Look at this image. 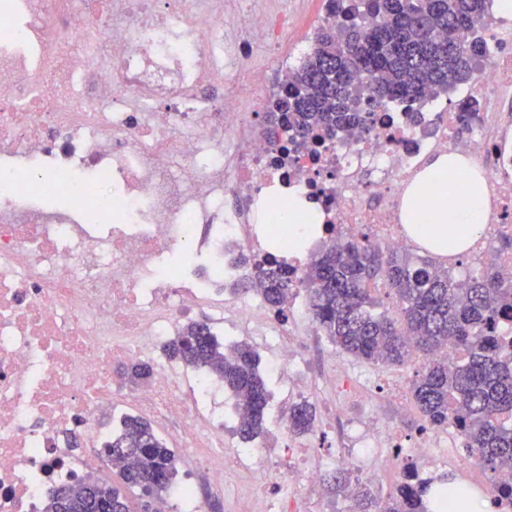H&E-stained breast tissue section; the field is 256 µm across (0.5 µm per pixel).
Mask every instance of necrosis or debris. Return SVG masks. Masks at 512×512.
I'll use <instances>...</instances> for the list:
<instances>
[{
	"instance_id": "4bbe7bcc",
	"label": "necrosis or debris",
	"mask_w": 512,
	"mask_h": 512,
	"mask_svg": "<svg viewBox=\"0 0 512 512\" xmlns=\"http://www.w3.org/2000/svg\"><path fill=\"white\" fill-rule=\"evenodd\" d=\"M292 24L237 17L276 56ZM475 36L491 53L458 94L477 108L468 134L458 110L429 97L376 107L371 128L347 136L272 142L224 96L225 67L249 49L225 41L224 0H0V512H42L53 486L105 458L115 368L151 358L152 381L129 401L157 426L177 422L205 487L224 488L229 459L277 486L238 512H303L323 466L270 459L261 444L225 451L223 423L155 355L183 320L216 317L270 346L265 374L306 397L335 354L238 289L273 258L301 278L300 255L272 252L273 204L311 203L321 224L308 247L366 224L406 249L404 191L434 153L468 157L486 179L470 267L512 271V251L494 247L512 240V18L489 11ZM336 437L345 447L327 464L363 466L370 480L442 467L474 489L483 475L451 427L404 440L372 415L342 413Z\"/></svg>"
}]
</instances>
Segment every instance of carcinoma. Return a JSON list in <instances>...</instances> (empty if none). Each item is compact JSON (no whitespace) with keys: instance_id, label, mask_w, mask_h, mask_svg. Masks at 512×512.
<instances>
[{"instance_id":"carcinoma-1","label":"carcinoma","mask_w":512,"mask_h":512,"mask_svg":"<svg viewBox=\"0 0 512 512\" xmlns=\"http://www.w3.org/2000/svg\"><path fill=\"white\" fill-rule=\"evenodd\" d=\"M334 9L336 19L317 33L302 65L288 72L279 98L288 107L280 126L296 137L322 130L332 139L368 128L372 112L363 106L359 84L374 103L416 101L465 81L487 55L483 41L462 38L482 22L487 0H357L346 10L339 4ZM433 268L431 261L398 250L343 239L311 255L302 283L317 328L352 358L392 366L421 355L411 384L415 405L430 426L455 425L465 448L494 474L512 465V358L501 356L499 336L501 322L512 319V275L492 265L462 281L450 269ZM378 277L396 298L400 318L375 311L369 284ZM251 284L276 313L285 312L294 286L287 270L259 264ZM450 344L461 353L459 363L432 358ZM233 348L227 357L210 325L196 321L165 352L224 383L240 415L238 434L249 442L266 431L269 391L253 349L245 343ZM314 422V407L303 400L291 408L288 430L306 435ZM105 448L127 462L120 482L88 478L77 488L57 487L44 512H130V493L138 494L142 512H159L155 505L175 485L176 451L148 421L131 414L112 429ZM435 483L451 485L454 479H422L408 468L378 512H430Z\"/></svg>"}]
</instances>
